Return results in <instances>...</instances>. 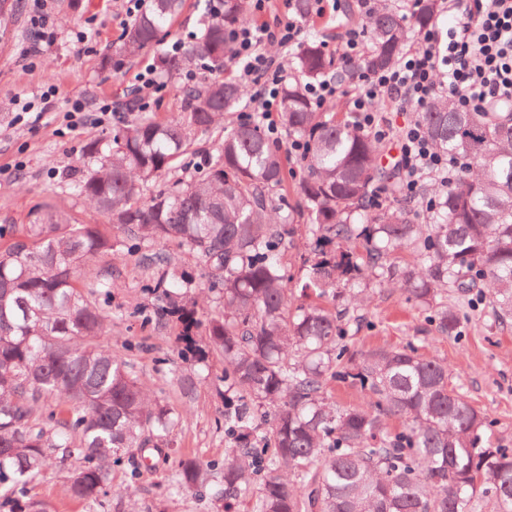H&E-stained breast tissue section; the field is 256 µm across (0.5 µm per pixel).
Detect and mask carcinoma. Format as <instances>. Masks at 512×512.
I'll list each match as a JSON object with an SVG mask.
<instances>
[{
    "label": "carcinoma",
    "mask_w": 512,
    "mask_h": 512,
    "mask_svg": "<svg viewBox=\"0 0 512 512\" xmlns=\"http://www.w3.org/2000/svg\"><path fill=\"white\" fill-rule=\"evenodd\" d=\"M223 2L181 54L157 55L160 70L198 61L224 70L245 0ZM178 8L149 0L123 51L158 46ZM438 11L439 0H420L411 30L434 25ZM368 28L367 53L345 72L317 42L292 61L281 122L309 147L298 204L283 196L281 148L249 121L224 135L206 167L140 196L240 102L239 86L216 76L184 92L180 117L146 112L89 142L93 165L77 191L107 223H75L49 205L0 248V512H53L30 488L55 460L71 462L70 496L90 505L110 487L112 467L126 466L134 484L170 457L182 414L164 387L151 394L128 360L98 343L113 284L92 264L105 254L163 266L153 293L181 325V358L224 360V460L180 459L174 491L217 476L224 512L246 498L252 512H484L490 503L512 512V448L490 442L496 421L450 385L447 364L415 344L350 350V323L334 305L336 283L368 270L407 287L442 334L461 328L440 300L447 288L465 295L481 282L495 317H512V112H462L436 99L418 121L438 151L468 162L465 171L435 198L425 225L403 204L357 224L373 195L377 145L316 111L304 85L388 66L411 31L388 7L375 8ZM301 218L314 259L297 303L280 256ZM168 242L203 262L200 281L170 265L160 249ZM411 246L420 265L391 261ZM333 382L363 387L370 403L336 404ZM391 418L402 425L390 427Z\"/></svg>",
    "instance_id": "obj_1"
}]
</instances>
